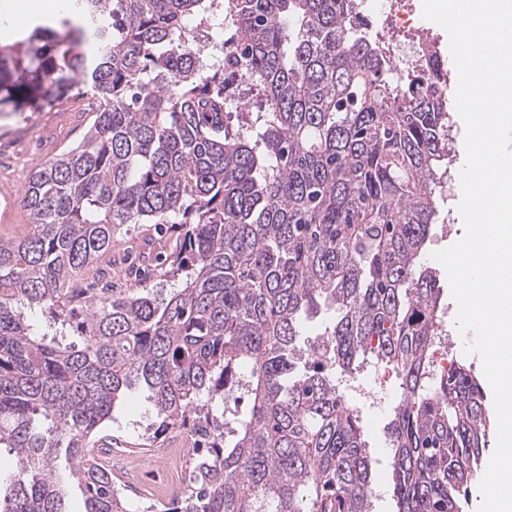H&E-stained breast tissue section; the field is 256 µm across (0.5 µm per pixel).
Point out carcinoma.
I'll return each instance as SVG.
<instances>
[{"label":"carcinoma","mask_w":512,"mask_h":512,"mask_svg":"<svg viewBox=\"0 0 512 512\" xmlns=\"http://www.w3.org/2000/svg\"><path fill=\"white\" fill-rule=\"evenodd\" d=\"M357 0H70L0 51V112L97 101L33 172L32 232L0 239V512H133L101 426L148 392L158 430L211 421L198 492L163 512H372V459L339 389L400 379L387 423L396 512H463L490 442L462 363L435 378L436 270L422 262L452 164L448 94L394 79ZM87 41L91 53L73 48ZM254 84L260 106L230 89ZM125 224L175 230L122 291L87 281ZM333 310L299 364L306 320ZM45 316V332L25 311ZM250 367L248 375L238 372ZM248 411L224 431L227 403Z\"/></svg>","instance_id":"carcinoma-1"}]
</instances>
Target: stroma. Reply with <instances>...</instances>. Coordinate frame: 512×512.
Wrapping results in <instances>:
<instances>
[{"mask_svg": "<svg viewBox=\"0 0 512 512\" xmlns=\"http://www.w3.org/2000/svg\"><path fill=\"white\" fill-rule=\"evenodd\" d=\"M93 107L92 97L73 95L64 105L49 111L0 113V209L9 210L7 217H0V238H12L29 230L30 218L21 205L28 175L62 149L82 140L92 120ZM460 199V183L456 180L445 183L437 192L436 206L441 225L434 228L426 245L427 252L448 248L458 241L464 230L458 211ZM377 375L374 368H365L355 378L353 388L379 391L382 398L377 408L367 410L363 423L365 438L376 460L373 475L375 512H393L385 424L399 387L394 384L380 389ZM152 420V406L146 392L135 390L117 404L111 421L104 426L105 433L116 437L118 448L128 459L127 477L144 484L158 483L167 477L163 467L146 472L137 464Z\"/></svg>", "mask_w": 512, "mask_h": 512, "instance_id": "obj_1", "label": "stroma"}]
</instances>
